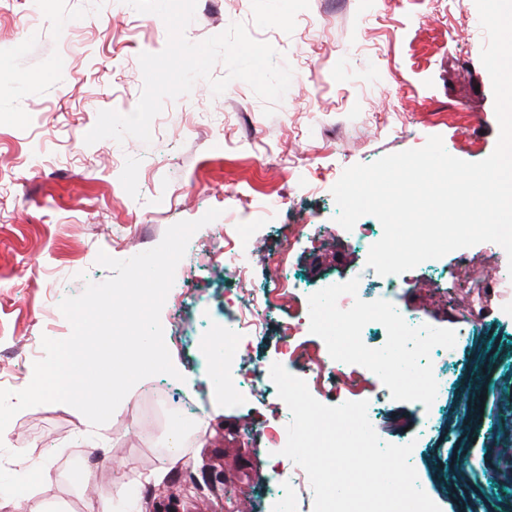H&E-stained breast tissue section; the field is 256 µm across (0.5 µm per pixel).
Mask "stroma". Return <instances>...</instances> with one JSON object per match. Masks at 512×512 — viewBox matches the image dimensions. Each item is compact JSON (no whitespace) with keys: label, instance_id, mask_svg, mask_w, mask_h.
Returning a JSON list of instances; mask_svg holds the SVG:
<instances>
[{"label":"stroma","instance_id":"obj_1","mask_svg":"<svg viewBox=\"0 0 512 512\" xmlns=\"http://www.w3.org/2000/svg\"><path fill=\"white\" fill-rule=\"evenodd\" d=\"M474 0H415L396 13L375 0H202L185 31L193 43L230 24L270 43L293 77L273 116L248 84L213 95L207 81L168 99L152 141L128 137L86 144L99 111L132 113L143 89L141 53L161 52L167 28L126 0H0V383L19 391L33 377L43 337L69 335L59 309L87 283L111 275L99 252L127 259L157 246L166 229L220 209L191 238L175 272L178 302L160 319L173 364L195 374L182 382L143 379L111 419L95 427L75 408L42 404L17 413L0 433V512H101L115 487L146 489L138 512L158 499L175 512H220L234 492L250 512L284 496L276 451L256 446L263 426L291 413L277 390L252 393L253 374L287 364L280 333L326 281L367 267L359 246L338 227L331 189L343 171L423 147L441 136L454 157L478 162L497 144L490 76L481 63L486 36ZM246 224L262 240L247 285L224 272V228ZM292 224H314L289 256L279 246ZM506 253L484 244L409 270L397 302L419 313L452 350L387 347L380 327L360 345L386 349L375 385L394 379L401 392L380 404L374 423L405 422L416 445L410 462L440 512H457L463 482L480 491L470 512H488L512 495L484 468L488 437L512 432V309L486 307L472 319L467 283L497 276ZM300 285L292 307L265 313L229 382L248 392L217 399L213 376L224 353V326L245 287L262 292L275 275ZM434 375L435 396L418 398L416 380ZM41 458L51 479L12 495L16 453ZM94 457L89 479L70 473L73 454ZM289 495V494H288Z\"/></svg>","mask_w":512,"mask_h":512}]
</instances>
